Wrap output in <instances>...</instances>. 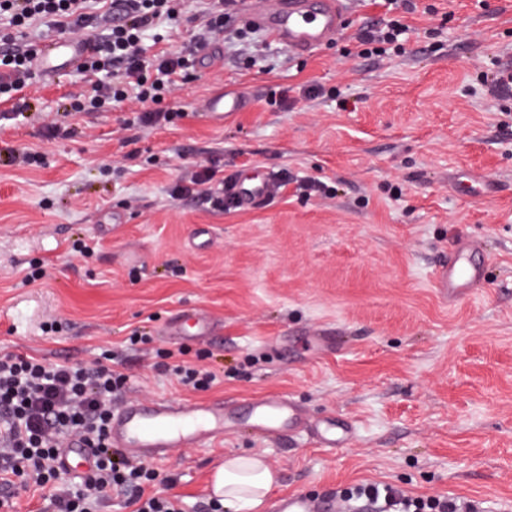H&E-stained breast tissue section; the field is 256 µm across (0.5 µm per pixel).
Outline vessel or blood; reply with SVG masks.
Segmentation results:
<instances>
[{"label":"vessel or blood","instance_id":"1","mask_svg":"<svg viewBox=\"0 0 512 512\" xmlns=\"http://www.w3.org/2000/svg\"><path fill=\"white\" fill-rule=\"evenodd\" d=\"M245 17L257 24L276 44L296 55L304 56L332 44L343 28L347 0H243ZM82 44L70 39L53 37L46 40L38 54L37 73L48 79L75 68L81 61ZM250 103L249 96L240 89L227 88L211 95L204 103V111L211 119L220 121L233 113L243 111ZM240 206L258 208L267 206L273 195V181L258 175L242 176L228 187ZM479 243L463 237L455 245L445 264L439 265L433 276L436 288L449 297L469 294L485 280L482 267L470 261L479 252ZM193 321L197 335H209L212 322L202 310L182 312L171 319L168 335L181 333L182 321ZM251 427L270 438H283L298 432H307L318 447L344 448L351 441L352 430L336 416L313 419L287 395L267 393L250 399ZM241 423L232 407L220 401L182 405L170 401L149 404L131 399L113 413L108 425V437L113 447L127 456L138 459H161L169 449L178 446L198 447L234 433ZM65 468L85 472L92 457L83 443L74 441L61 454ZM336 499L305 495H290L277 501L273 512H335Z\"/></svg>","mask_w":512,"mask_h":512}]
</instances>
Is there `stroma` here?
Segmentation results:
<instances>
[{
	"instance_id": "1",
	"label": "stroma",
	"mask_w": 512,
	"mask_h": 512,
	"mask_svg": "<svg viewBox=\"0 0 512 512\" xmlns=\"http://www.w3.org/2000/svg\"><path fill=\"white\" fill-rule=\"evenodd\" d=\"M430 4L448 17L435 34ZM416 5L399 54H353L361 28L385 17L373 0H349L335 43L303 57L264 42L249 67L236 43L217 41L213 65L176 93L185 115L172 126L123 129L120 108L62 117V101L88 88L76 73L21 89L38 103L30 116L0 102V149L42 157L0 166V354L90 365L111 351L129 377L116 406H237L278 392L355 425L352 445L332 450L247 428L171 449L154 466L175 478L186 512H206L212 469L241 452L278 475L256 512L365 483L512 512V88L491 90L512 52V0ZM227 83L251 104L215 125L201 104ZM312 85L325 96L305 97ZM281 87L289 102L269 105ZM60 119L70 135L48 138ZM212 160L228 176L292 181L256 210L173 196L186 170ZM462 169L500 192L474 200L449 182ZM304 175L328 193L299 197ZM116 215L118 237L103 231ZM459 236L479 239L492 263L481 288L450 302L432 275ZM30 272L39 280L23 285ZM193 308L213 318L211 335L165 334ZM135 331L150 343L130 345ZM319 332L335 348L309 344ZM160 350L208 366L215 383L195 391L159 373Z\"/></svg>"
}]
</instances>
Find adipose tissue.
<instances>
[{"mask_svg":"<svg viewBox=\"0 0 512 512\" xmlns=\"http://www.w3.org/2000/svg\"><path fill=\"white\" fill-rule=\"evenodd\" d=\"M212 493L237 512H252L260 506L276 483V474L263 456L230 455L210 476Z\"/></svg>","mask_w":512,"mask_h":512,"instance_id":"adipose-tissue-1","label":"adipose tissue"}]
</instances>
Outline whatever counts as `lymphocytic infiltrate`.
<instances>
[{
    "instance_id": "lymphocytic-infiltrate-1",
    "label": "lymphocytic infiltrate",
    "mask_w": 512,
    "mask_h": 512,
    "mask_svg": "<svg viewBox=\"0 0 512 512\" xmlns=\"http://www.w3.org/2000/svg\"><path fill=\"white\" fill-rule=\"evenodd\" d=\"M188 0H0V96L32 81L31 62L37 52L34 26L79 38L90 15L107 25L106 37L80 66L91 80L88 96L71 100L74 112H95L127 99L139 104L124 118L127 128L174 123L183 111L164 106L166 96L183 84L197 65L193 53L148 54L146 33L159 22L178 24ZM408 27L392 17L359 38L358 55L379 56L399 46ZM218 169L206 166L186 172L174 187L177 196H202L215 210L233 206L217 190ZM129 378L97 361L92 365L49 364L23 354L0 355V512H17L20 493L49 490L52 512H95L108 492L126 495L132 512H184L178 496H160L153 488L162 477L153 467L134 464L114 452L107 440L112 396ZM68 439L96 451L92 472L73 482L58 462V449ZM344 497L383 501L388 512H478L474 502L457 497L410 498L388 485L370 483L344 490Z\"/></svg>"
}]
</instances>
